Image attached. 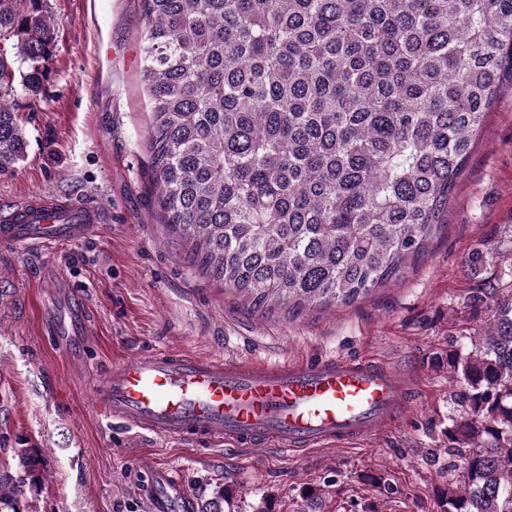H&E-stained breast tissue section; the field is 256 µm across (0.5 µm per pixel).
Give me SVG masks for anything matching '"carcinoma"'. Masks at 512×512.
<instances>
[{
	"label": "carcinoma",
	"mask_w": 512,
	"mask_h": 512,
	"mask_svg": "<svg viewBox=\"0 0 512 512\" xmlns=\"http://www.w3.org/2000/svg\"><path fill=\"white\" fill-rule=\"evenodd\" d=\"M45 0H0V175L27 138L7 98L43 94ZM151 163L194 266L295 314L402 275L448 213L473 136L512 73V0H143ZM473 351H448L462 480L441 512H512V295L484 290ZM31 484L43 463L22 448ZM0 474V512H15Z\"/></svg>",
	"instance_id": "carcinoma-1"
}]
</instances>
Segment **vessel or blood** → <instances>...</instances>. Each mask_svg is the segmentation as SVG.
Wrapping results in <instances>:
<instances>
[{
    "mask_svg": "<svg viewBox=\"0 0 512 512\" xmlns=\"http://www.w3.org/2000/svg\"><path fill=\"white\" fill-rule=\"evenodd\" d=\"M89 205L50 195L20 202L0 224V244L60 249L98 230ZM409 378L358 359L249 363L171 352L113 364L91 394L93 411L163 439L232 442L285 457L384 432L405 410ZM148 512H195L189 488L168 468L148 471Z\"/></svg>",
    "mask_w": 512,
    "mask_h": 512,
    "instance_id": "1",
    "label": "vessel or blood"
}]
</instances>
